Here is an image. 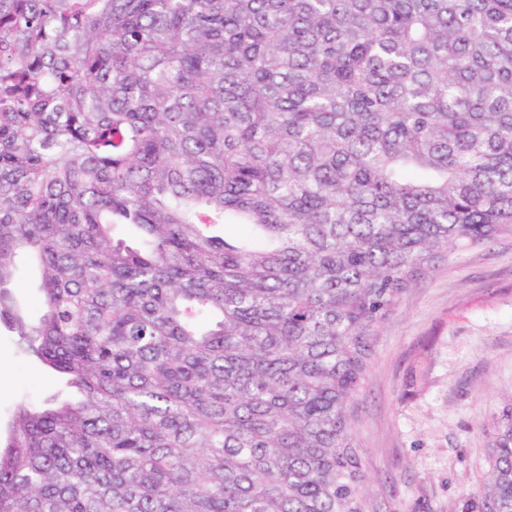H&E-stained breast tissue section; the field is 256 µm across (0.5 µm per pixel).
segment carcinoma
<instances>
[{
    "label": "carcinoma",
    "instance_id": "obj_1",
    "mask_svg": "<svg viewBox=\"0 0 512 512\" xmlns=\"http://www.w3.org/2000/svg\"><path fill=\"white\" fill-rule=\"evenodd\" d=\"M505 234L512 0H0V320L74 390L0 512H362L378 330ZM22 288H13L16 297V312L28 321H34L40 310V297L36 281L32 275L23 272L19 275Z\"/></svg>",
    "mask_w": 512,
    "mask_h": 512
}]
</instances>
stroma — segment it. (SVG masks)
Here are the masks:
<instances>
[{
	"mask_svg": "<svg viewBox=\"0 0 512 512\" xmlns=\"http://www.w3.org/2000/svg\"><path fill=\"white\" fill-rule=\"evenodd\" d=\"M70 393L0 321V445L19 402ZM512 413V236L441 259L374 342L356 405L363 512H461Z\"/></svg>",
	"mask_w": 512,
	"mask_h": 512,
	"instance_id": "obj_1",
	"label": "stroma"
}]
</instances>
